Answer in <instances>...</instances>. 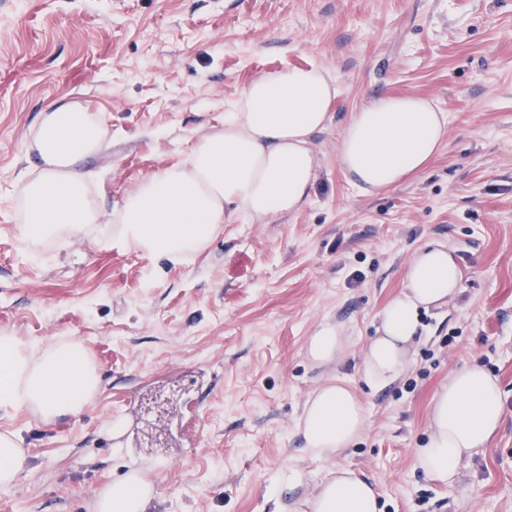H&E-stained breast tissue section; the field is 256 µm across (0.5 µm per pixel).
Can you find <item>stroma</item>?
<instances>
[{"label": "stroma", "instance_id": "stroma-1", "mask_svg": "<svg viewBox=\"0 0 512 512\" xmlns=\"http://www.w3.org/2000/svg\"><path fill=\"white\" fill-rule=\"evenodd\" d=\"M317 65L340 94L313 140L309 201L258 223L235 214L201 253L159 263L101 247L96 229L30 255L15 186L41 112L85 107L105 127L87 167L89 199L111 214L143 178L181 160L261 73ZM432 99L448 115L438 154L417 175L369 194L337 162L342 126L375 95ZM431 240L461 270L458 296L422 311L408 372L375 392L360 377L378 314ZM352 345L321 368L306 342L322 322ZM38 348L83 341L100 390L53 423L0 411L27 465L0 488V512H94L131 470L154 484L151 512H271L281 469L368 479L382 512H512V0H0V331ZM498 378L504 416L457 484L425 477L414 453L430 401L452 371ZM344 380L366 428L340 455L303 449L310 393ZM152 438L115 448L131 404Z\"/></svg>", "mask_w": 512, "mask_h": 512}]
</instances>
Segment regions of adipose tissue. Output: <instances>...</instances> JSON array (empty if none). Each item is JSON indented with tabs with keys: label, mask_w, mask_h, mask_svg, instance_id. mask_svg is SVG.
<instances>
[{
	"label": "adipose tissue",
	"mask_w": 512,
	"mask_h": 512,
	"mask_svg": "<svg viewBox=\"0 0 512 512\" xmlns=\"http://www.w3.org/2000/svg\"><path fill=\"white\" fill-rule=\"evenodd\" d=\"M338 95L337 81L314 65L258 75L225 113L222 129L203 135L185 159L125 194L105 244L177 264L205 249L235 212L261 222L298 211L315 178L312 141L332 122ZM447 123L445 112L428 99L377 96L342 129L338 163L362 192L396 185L439 151ZM105 140L103 126L80 104L60 102L42 112L29 143L32 176L17 189L24 203L18 230L28 248L79 236L101 223L83 168ZM460 280L443 243L429 242L416 252L404 269L401 292L381 310L377 334L364 346L360 372L368 386L386 388L408 371L421 311L456 296ZM349 347L342 327L324 322L309 337L307 355L316 365H334ZM99 384L80 339L35 349L14 334H0V410L26 409L53 422L81 413ZM429 419L430 439L417 449L414 466L428 477L455 482L502 423L497 379L475 362L453 371L435 393ZM365 420L353 391L332 377L305 401L297 428L305 451L327 459L361 436ZM306 480L298 468L282 469L272 491L274 512H380L372 485L347 469L337 470L308 498L289 502ZM154 498L153 484L135 470L105 487L94 509L148 512Z\"/></svg>",
	"instance_id": "ef3b65f1"
}]
</instances>
